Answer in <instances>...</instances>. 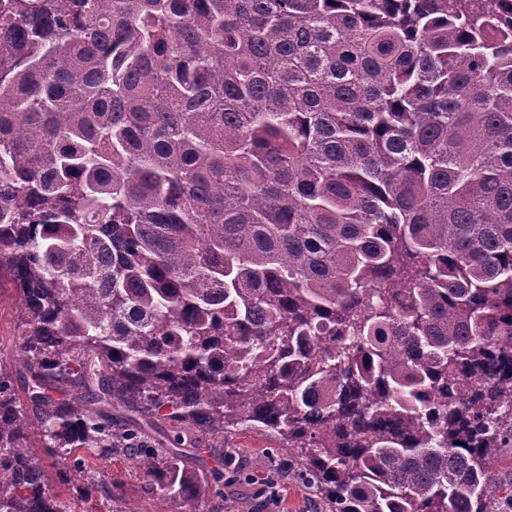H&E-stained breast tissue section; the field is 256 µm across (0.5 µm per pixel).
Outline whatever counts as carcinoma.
<instances>
[{
	"label": "carcinoma",
	"mask_w": 512,
	"mask_h": 512,
	"mask_svg": "<svg viewBox=\"0 0 512 512\" xmlns=\"http://www.w3.org/2000/svg\"><path fill=\"white\" fill-rule=\"evenodd\" d=\"M6 278L0 512H72L32 434L196 512L243 429L327 512H498L512 3L0 0ZM6 289L0 300V360L3 359L18 367L21 358V329L17 318L18 298L12 289Z\"/></svg>",
	"instance_id": "carcinoma-1"
}]
</instances>
